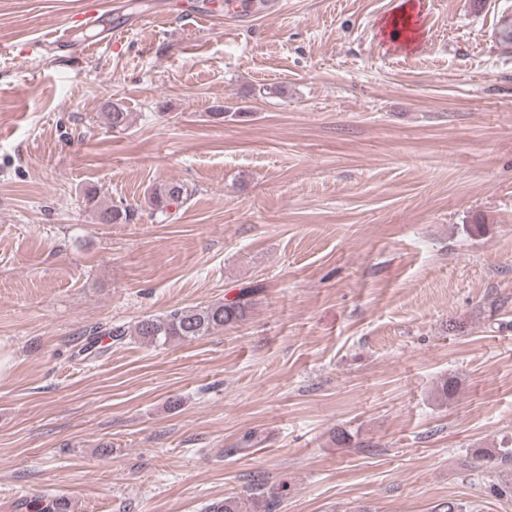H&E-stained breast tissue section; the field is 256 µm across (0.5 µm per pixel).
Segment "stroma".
<instances>
[{
	"instance_id": "35a3bbf8",
	"label": "stroma",
	"mask_w": 512,
	"mask_h": 512,
	"mask_svg": "<svg viewBox=\"0 0 512 512\" xmlns=\"http://www.w3.org/2000/svg\"><path fill=\"white\" fill-rule=\"evenodd\" d=\"M82 2L0 0V512L259 487L275 512H512L461 466L512 436V0H421L412 50L380 33L399 0H122L106 28L150 24L41 46ZM172 180L193 194L162 222ZM89 187L136 219L97 223ZM256 284L234 327L130 333ZM192 196L189 188L178 181H170L156 185L150 192L148 204L151 216L164 217L162 221L169 220L173 212L170 207L179 210Z\"/></svg>"
}]
</instances>
